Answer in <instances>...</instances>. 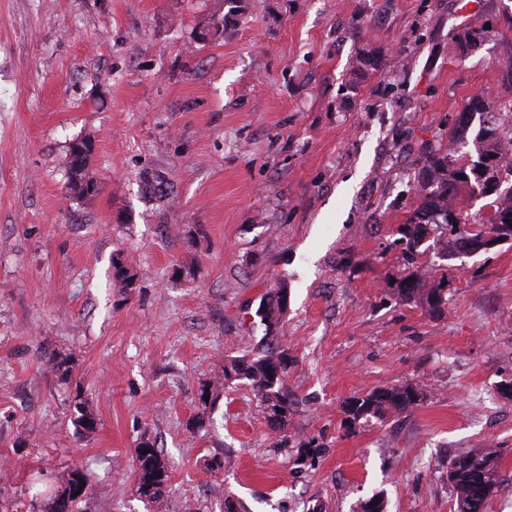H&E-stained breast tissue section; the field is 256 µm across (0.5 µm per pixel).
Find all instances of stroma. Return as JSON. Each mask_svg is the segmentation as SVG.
Returning a JSON list of instances; mask_svg holds the SVG:
<instances>
[{
	"mask_svg": "<svg viewBox=\"0 0 512 512\" xmlns=\"http://www.w3.org/2000/svg\"><path fill=\"white\" fill-rule=\"evenodd\" d=\"M510 8L0 0V512H50L76 468V512H360L378 494L453 512L448 462L473 448L501 459L490 512H512V246L448 260L440 318L393 285L421 147H446L472 96L512 100ZM86 136L98 188L72 199ZM282 285L292 430L324 445L311 467L245 382L200 400L259 346ZM408 382L420 406L347 422L348 398ZM145 440L168 468L157 505L138 492Z\"/></svg>",
	"mask_w": 512,
	"mask_h": 512,
	"instance_id": "1",
	"label": "stroma"
}]
</instances>
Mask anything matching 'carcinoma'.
<instances>
[{
	"label": "carcinoma",
	"mask_w": 512,
	"mask_h": 512,
	"mask_svg": "<svg viewBox=\"0 0 512 512\" xmlns=\"http://www.w3.org/2000/svg\"><path fill=\"white\" fill-rule=\"evenodd\" d=\"M489 38L486 29H471L457 36L462 51L474 49ZM490 100L477 96L464 108L462 117L448 133V148L426 153L415 178L414 202L406 222L398 227L402 245V259L413 267L397 279L396 298L416 304L433 317L445 313L447 298L444 285L448 284V268L444 266H419L421 247L431 241L440 246L444 257L463 251L467 245H477L481 236L494 232L512 237V166L505 163L506 149H512V138L504 140L500 129L501 113L512 112V100L501 104L490 119L482 122L476 133H471L474 113L486 109ZM92 141L82 139L73 143L66 156L68 189L71 197L82 199L97 191V182L88 170L92 155ZM484 191L488 199L489 215L473 214L465 210L463 192L475 195ZM285 286L267 291L257 309V316L265 327V336L255 356L231 359L224 365L220 381H210L201 390L200 399L215 401L229 381L249 383L260 399L262 412L270 427L280 433L278 446L290 443L288 428L296 411L293 394L288 388V349L283 347L278 329L286 312L282 292ZM428 398V391L418 383H408L392 388L376 389L368 394L354 396L344 405L346 420L358 423L362 419L382 418L390 412H403L420 405ZM77 416L74 424L83 433L94 428L85 425L93 416L84 403L75 401ZM300 455L296 464L304 459L316 461L323 445L317 438H300L297 442ZM138 490L152 503L161 499V489L168 478L167 467L156 448L148 453L143 446L135 449ZM454 468L450 480L455 495L454 512H487L489 500L504 481L499 457L486 448H474L448 462ZM88 478L85 472L75 469L69 474L64 492L67 512H75L80 495L72 494L74 487L85 490Z\"/></svg>",
	"instance_id": "obj_1"
}]
</instances>
